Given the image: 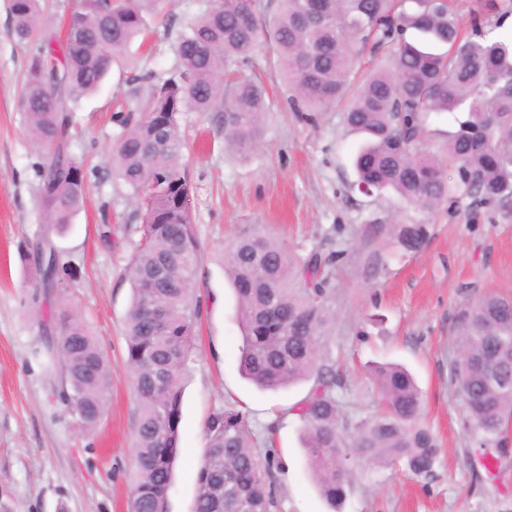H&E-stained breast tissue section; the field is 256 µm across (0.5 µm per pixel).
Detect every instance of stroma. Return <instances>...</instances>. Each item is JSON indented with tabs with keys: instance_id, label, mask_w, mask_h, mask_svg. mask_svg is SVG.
<instances>
[{
	"instance_id": "1",
	"label": "stroma",
	"mask_w": 512,
	"mask_h": 512,
	"mask_svg": "<svg viewBox=\"0 0 512 512\" xmlns=\"http://www.w3.org/2000/svg\"><path fill=\"white\" fill-rule=\"evenodd\" d=\"M9 3L0 0V512H128L138 410L124 323L140 218L129 187L112 172L111 148L120 132L113 119L118 103L134 111L144 103L125 102L123 77L115 71L72 113L69 149L85 160L84 204L64 232L52 230L38 206L40 157L19 108L36 44L16 37ZM207 3L168 0L150 19L151 39L138 50L149 70L166 77L176 68L181 26ZM242 70L263 83L271 102L260 144L247 159L225 150L223 132L199 113L180 120L193 160L194 227L205 254L196 275L202 313L184 383L168 512H193L204 423L230 403L246 413L251 442L269 439L279 451L273 481L280 512H329L292 412L310 382L261 391L238 369L242 336L224 249L246 225L269 232L301 258L316 249L343 251L328 355L344 370L336 396L346 414H374L376 390L366 374L376 363L405 365L422 391V421L440 448L432 474L363 462L342 512H512V427L500 440L483 442L467 429L448 384L461 310L488 292L512 297V223L465 202L422 210L390 190L361 194L352 158L362 139L347 133L342 112L301 119L268 45ZM369 224H425L430 239L416 253L403 251L387 233L369 247ZM107 225L112 237L106 241ZM46 237L69 273L60 296L35 288L34 265L21 258L22 249ZM372 247L386 265L369 280L364 265ZM63 310L88 326L112 374L103 416L88 435L65 410L63 375L47 354L45 325Z\"/></svg>"
}]
</instances>
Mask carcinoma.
Masks as SVG:
<instances>
[{"label": "carcinoma", "instance_id": "1", "mask_svg": "<svg viewBox=\"0 0 512 512\" xmlns=\"http://www.w3.org/2000/svg\"><path fill=\"white\" fill-rule=\"evenodd\" d=\"M163 0H80L70 17L62 58L40 27L41 0H12L14 30L38 42L20 97L26 128L43 172L40 205L47 223L63 228L84 200L83 160L67 146L69 113L98 89L112 66L126 68L127 95L147 92L139 115L117 112L122 128L112 147L113 171L129 186L142 239L129 267L132 299L125 320L126 363L138 406L133 448L137 476L130 512H166L181 439L182 381L201 308L195 299L203 256L191 211L192 171L180 116L200 112L224 130L225 143L254 151L268 110L265 90L241 75L264 33L277 53L295 110L344 105L348 131L363 136L355 187L366 195L391 189L407 206L453 208L471 198L512 223V37L499 33L512 5L487 0L462 35L448 0H277L260 23L244 0H219L184 22L175 43L176 74L138 67L130 48L146 35V17ZM461 112L448 143L429 147L430 115ZM405 251L429 237L425 224H393ZM341 253L314 252L298 261L272 236L242 230L224 252L242 329L241 370L253 384L277 390L313 385L293 411L302 450L321 495L339 512L351 485L349 456L404 463L428 475L437 461L435 436L422 425V397L402 367L379 365L376 390L384 411L350 418L336 399L343 377L327 355L336 335L335 273ZM174 260L172 282L151 288L148 275ZM44 294L65 290L67 269L37 268ZM163 313L155 327L147 307ZM448 383L467 427L488 441L512 418V301L486 294L465 306ZM48 350L63 370L66 409L80 406V428L92 432L103 413L109 368L87 326L62 312ZM194 512H276L273 472L278 453H259L248 439L245 412L234 404L206 420Z\"/></svg>", "mask_w": 512, "mask_h": 512}]
</instances>
